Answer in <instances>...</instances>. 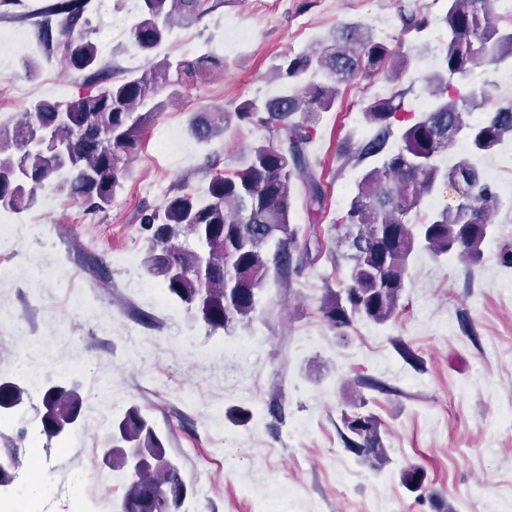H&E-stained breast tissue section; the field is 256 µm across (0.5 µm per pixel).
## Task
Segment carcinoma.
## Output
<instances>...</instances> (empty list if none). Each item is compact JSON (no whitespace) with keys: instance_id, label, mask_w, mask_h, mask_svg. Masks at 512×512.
Segmentation results:
<instances>
[{"instance_id":"carcinoma-1","label":"carcinoma","mask_w":512,"mask_h":512,"mask_svg":"<svg viewBox=\"0 0 512 512\" xmlns=\"http://www.w3.org/2000/svg\"><path fill=\"white\" fill-rule=\"evenodd\" d=\"M90 0H54L41 14L39 42L50 50L52 25L66 36L68 65L77 71L98 66L97 46L78 29ZM132 28L137 49L149 55L180 25L212 11L210 0H139ZM503 0H444L442 65L426 78L432 100L419 113L406 104L408 90L372 99L363 113L370 134L346 140L342 165L361 167L344 213L328 225L330 238L346 249L349 280L329 288L321 318L341 332L358 320L385 325L401 309L408 267L415 255L456 257L476 265L493 233L499 205L480 161L512 142V98L489 85L470 83L480 66L512 59V22L502 25ZM395 42L423 33L429 20L400 6ZM396 51L356 23H347L336 47L283 56L276 78L280 92L249 99L234 111L205 109L193 114L192 136L207 143L224 132L229 119L263 128L267 138L251 148L243 165L207 174L200 192L179 190L139 214L145 243L143 272L165 288L170 299L209 330H228L248 321L270 268L283 273L293 264L297 233L290 221L293 183L306 184V208L319 216L324 193L314 175L308 146L324 113L336 108L342 85L359 74L384 68ZM224 59L205 53L165 59L141 75L99 83L65 100L34 103L12 123L0 122V210L20 214L36 208L50 188L96 216L112 205L144 132L165 102L167 88L199 72L219 70ZM476 111L484 117L472 120ZM468 151L451 165L443 158L458 139ZM68 150L65 161L50 147ZM451 191L441 208L421 213L425 197ZM30 400L27 384L0 377V414ZM40 427L47 441L63 440L84 424L80 384L48 377L39 399ZM361 395L341 413L348 450L382 469L388 462L377 416L364 412ZM140 466L131 471L126 449ZM104 467L123 476L120 512H185L192 493L168 457L165 438L141 407L131 405L112 418L99 448ZM418 469L403 473L412 493L424 489Z\"/></svg>"}]
</instances>
